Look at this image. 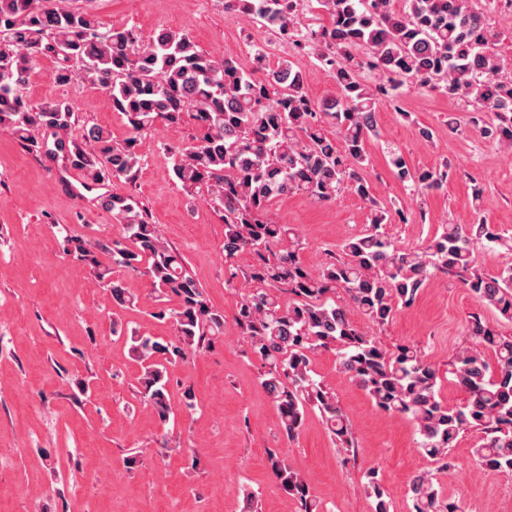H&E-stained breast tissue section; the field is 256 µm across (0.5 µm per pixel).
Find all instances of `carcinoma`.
I'll use <instances>...</instances> for the list:
<instances>
[{
  "instance_id": "1",
  "label": "carcinoma",
  "mask_w": 512,
  "mask_h": 512,
  "mask_svg": "<svg viewBox=\"0 0 512 512\" xmlns=\"http://www.w3.org/2000/svg\"><path fill=\"white\" fill-rule=\"evenodd\" d=\"M303 2L224 0V12L278 28L297 52H317L335 85L320 102L309 97L302 70L286 59L270 66L261 48L246 68L232 56L217 59L199 50L186 33L161 30L143 41L135 28L106 29L65 0H0V131L32 152L42 148L32 131L51 134L46 155L82 172L89 187L133 180L144 133L158 124L192 122V140L167 149L173 176L191 195L206 188L224 223L229 287L241 293L232 327L263 362L261 386L287 439L316 408L339 442L356 448L336 396L311 367L314 351L334 349L342 372L378 409L415 423L421 451L439 467H448V450L459 437L476 430L483 443L472 452L481 470L512 472L511 335L470 316L474 346L448 361L466 400L450 407L438 395L436 364L409 344L386 348L351 320L355 308L385 326L444 273L459 276L482 306L512 321V266L490 275L474 259V244H504L494 225L444 224L424 249L400 248L386 232L392 215L378 206L364 175L367 142L378 134L377 108L405 87H440L474 104L493 118L484 135L512 150V60L490 51L499 34L470 0H405L402 10L393 9L392 0H317L329 24L316 28L301 23ZM41 56L58 60L60 84L72 80L70 62L80 63L82 78L110 95L129 136L118 143L112 132L92 125L82 141L69 138L75 116L69 105L34 103L24 95ZM362 70L372 80H360ZM391 162L397 179L416 195L447 183L443 170L411 168L397 153ZM345 188L368 204L369 224L314 270L301 261L300 237L269 218L268 207L290 195L330 202ZM98 205L122 225L124 236L88 240L67 232L64 252L89 269L119 309L135 306L137 298L112 269L147 277L156 302L151 317L171 322L174 334L134 330L129 352L140 364L143 407L166 424L173 414L170 367L223 337L224 313L209 304L183 256L166 244L135 196L113 191ZM244 253L252 263L240 269L234 263ZM340 293L346 301H336ZM171 299L177 307L167 306ZM486 349L494 354L493 366ZM269 461L299 512H321L307 479L285 454ZM364 478L373 512H391L378 472L369 470ZM409 492L413 512H455L428 473L415 476Z\"/></svg>"
}]
</instances>
